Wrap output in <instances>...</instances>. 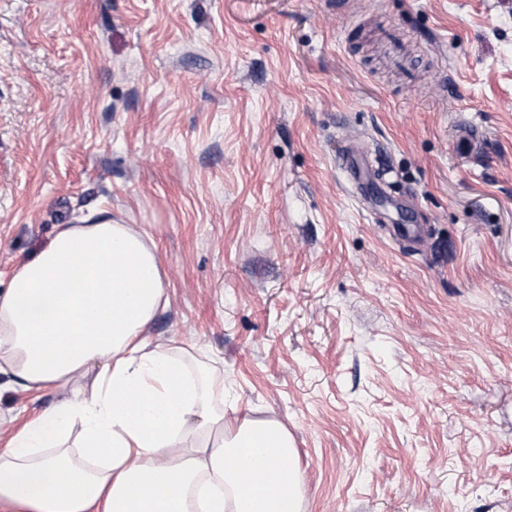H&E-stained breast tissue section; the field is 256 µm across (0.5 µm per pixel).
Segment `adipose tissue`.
I'll use <instances>...</instances> for the list:
<instances>
[{"label":"adipose tissue","mask_w":512,"mask_h":512,"mask_svg":"<svg viewBox=\"0 0 512 512\" xmlns=\"http://www.w3.org/2000/svg\"><path fill=\"white\" fill-rule=\"evenodd\" d=\"M164 297L130 224L62 225L0 292V374L78 383L0 448V512H302L295 442L273 418H226L224 383L145 331Z\"/></svg>","instance_id":"1"}]
</instances>
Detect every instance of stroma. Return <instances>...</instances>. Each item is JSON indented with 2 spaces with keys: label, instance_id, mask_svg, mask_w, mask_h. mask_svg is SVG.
<instances>
[{
  "label": "stroma",
  "instance_id": "35a3bbf8",
  "mask_svg": "<svg viewBox=\"0 0 512 512\" xmlns=\"http://www.w3.org/2000/svg\"><path fill=\"white\" fill-rule=\"evenodd\" d=\"M345 2L0 0V290L58 225H135L147 337L286 425L302 512H512V0ZM350 142L421 242L363 218ZM69 394L0 387V448Z\"/></svg>",
  "mask_w": 512,
  "mask_h": 512
}]
</instances>
